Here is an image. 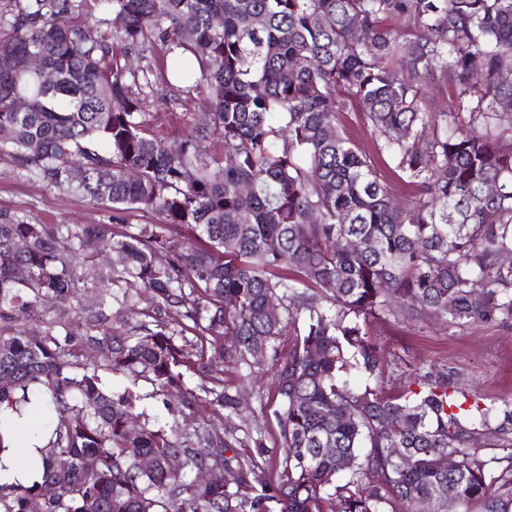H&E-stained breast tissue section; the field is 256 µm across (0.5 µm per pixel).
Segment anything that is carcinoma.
Instances as JSON below:
<instances>
[{"label":"carcinoma","mask_w":512,"mask_h":512,"mask_svg":"<svg viewBox=\"0 0 512 512\" xmlns=\"http://www.w3.org/2000/svg\"><path fill=\"white\" fill-rule=\"evenodd\" d=\"M10 2L0 149L53 187L159 223L117 237L110 224L0 219V375L11 378L0 418L32 393L48 404L41 481L0 484V512H28L48 484L57 493L43 512H389L395 502L512 512V439L488 460L473 447L492 421L512 425L511 400L487 404L444 378L394 397L350 380L377 371L363 326L390 305L450 328L512 318V263L502 261L512 253V0H98L112 29L100 38L80 19L85 0ZM115 40L138 64L116 56ZM158 42L166 68L149 62ZM31 54L52 82L29 68ZM159 86L174 102L200 97L210 123L173 142L149 136L144 94ZM445 92L451 107L431 110ZM351 110L392 176L347 136L339 115ZM213 139L222 157L211 161ZM174 227L192 236L177 244ZM342 239L358 246L341 249ZM88 277L118 291L88 310L86 335L21 325ZM139 288L176 326L127 322ZM285 321L302 330L274 361L283 459L271 485L263 452L225 457L237 395L219 380L199 395L185 371L207 376L226 336L242 361L261 364ZM107 374L131 384L109 390ZM141 382L186 418L206 395L213 418H152ZM395 444L407 464L391 456ZM448 454L451 470L440 464Z\"/></svg>","instance_id":"1"}]
</instances>
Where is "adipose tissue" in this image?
I'll return each mask as SVG.
<instances>
[{
  "label": "adipose tissue",
  "mask_w": 512,
  "mask_h": 512,
  "mask_svg": "<svg viewBox=\"0 0 512 512\" xmlns=\"http://www.w3.org/2000/svg\"><path fill=\"white\" fill-rule=\"evenodd\" d=\"M27 423L24 415L11 419L8 446L0 451V484L28 485L40 477L32 461L39 458L44 442L26 433Z\"/></svg>",
  "instance_id": "1"
}]
</instances>
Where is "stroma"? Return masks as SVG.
<instances>
[{
  "mask_svg": "<svg viewBox=\"0 0 512 512\" xmlns=\"http://www.w3.org/2000/svg\"><path fill=\"white\" fill-rule=\"evenodd\" d=\"M144 110L149 133L168 140L180 138L206 120L202 105L193 97L174 103L161 91L146 97ZM0 212L32 224H108L118 235L155 221L153 215L135 210L113 217L111 208L48 186L17 169L5 154H0ZM98 296L92 286L79 288L66 305L31 314L28 325L59 332L69 323L75 332H83V310ZM364 330L379 352L381 366L375 374H359V385L392 396L406 382L421 383L427 375L441 374L463 390H477L485 402L512 400V318L451 328L414 313H383L369 319ZM213 374L223 380L226 390L239 395L245 408L242 416L224 422L225 431L236 440L232 455L246 459L263 452L267 477L277 480L283 453L274 416L279 400L273 370L267 367L251 375L228 356L214 365Z\"/></svg>",
  "mask_w": 512,
  "mask_h": 512,
  "instance_id": "obj_1",
  "label": "stroma"
}]
</instances>
